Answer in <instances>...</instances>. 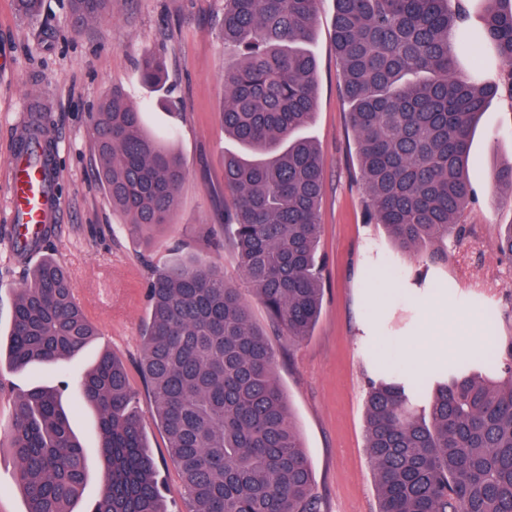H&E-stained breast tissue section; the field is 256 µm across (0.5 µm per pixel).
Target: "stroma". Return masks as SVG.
<instances>
[{
	"mask_svg": "<svg viewBox=\"0 0 512 512\" xmlns=\"http://www.w3.org/2000/svg\"><path fill=\"white\" fill-rule=\"evenodd\" d=\"M334 14L333 0H320L308 44L318 63V84L307 134L324 167L318 248L325 282L322 309L307 340L292 344L276 336L272 342L276 379L324 512H376L365 448V392L374 367L430 376V369L413 370L404 353L411 340L429 335L426 308L435 300L447 303L448 331L457 338L435 364L475 358L486 349L488 336H512V324L501 316L512 265L501 262L496 251L501 226L512 224V200L490 188L493 170L512 164V96L500 92L476 123L468 160L474 197L464 213L471 236L449 245L447 264L415 262L382 225L368 220L332 39ZM223 17L224 0H112L111 17L76 34L67 0H42L32 21L18 14L15 0H0V336L10 331L14 290L32 267L10 248L7 197L9 161L35 99L49 105L47 147L59 174L60 208L43 252L69 268L79 303L101 330L58 367L0 372V429L19 392L62 378L77 385L103 351H112L126 365L137 394L168 512H188L190 504L138 369L152 270L170 259L174 243H181L220 267L225 280L251 300L256 326L271 329L232 252L213 250L207 241L208 227L224 207V155L238 149L221 120L224 71L235 62L224 51ZM152 51L166 60L169 95L183 101L181 112L164 109L140 81L139 61ZM115 87L144 106L148 129L170 134L169 145L188 171L173 222L143 232L113 209L94 176L88 114ZM17 470L11 448L0 447V512H26Z\"/></svg>",
	"mask_w": 512,
	"mask_h": 512,
	"instance_id": "stroma-1",
	"label": "stroma"
}]
</instances>
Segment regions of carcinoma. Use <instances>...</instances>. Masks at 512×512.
Listing matches in <instances>:
<instances>
[{"instance_id": "carcinoma-1", "label": "carcinoma", "mask_w": 512, "mask_h": 512, "mask_svg": "<svg viewBox=\"0 0 512 512\" xmlns=\"http://www.w3.org/2000/svg\"><path fill=\"white\" fill-rule=\"evenodd\" d=\"M481 25L468 24L471 2ZM73 32L112 15V0H67ZM334 44L360 180L372 223L418 261L448 264L438 244L462 238L474 197L467 161L474 124L500 91L484 79L479 47L506 73L512 95V0H335ZM42 0H16L36 18ZM318 0H224V44L240 49L224 72V132L245 153L224 155L230 210L211 225L228 246L273 329L312 335L324 294L317 261L324 190L318 146L302 136L316 111L317 63L307 49ZM468 65L470 76L458 72ZM140 79L165 87L160 58ZM142 108L112 89L91 114L97 178L134 227L172 223L186 180L183 159L143 123ZM42 112L31 113L19 153L34 166ZM512 200V165L492 174ZM147 283L149 321L140 368L191 512H323L311 464L279 387L276 353L250 304L223 271L184 246ZM512 263V224L497 238ZM98 327L75 298L69 270L46 256L15 289L0 365L55 367ZM485 361L418 382L401 373L369 381L366 449L377 512H512V336L491 339ZM69 385L37 386L13 404L9 434L27 512H74L93 460L63 405ZM80 400L97 416L101 495L87 512H165L136 395L110 352L85 372Z\"/></svg>"}]
</instances>
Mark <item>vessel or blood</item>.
<instances>
[{
    "label": "vessel or blood",
    "mask_w": 512,
    "mask_h": 512,
    "mask_svg": "<svg viewBox=\"0 0 512 512\" xmlns=\"http://www.w3.org/2000/svg\"><path fill=\"white\" fill-rule=\"evenodd\" d=\"M56 177L53 166L34 168L22 154H14L10 162L8 201L11 220L22 233L34 235L56 219L58 204L49 184Z\"/></svg>",
    "instance_id": "vessel-or-blood-1"
}]
</instances>
